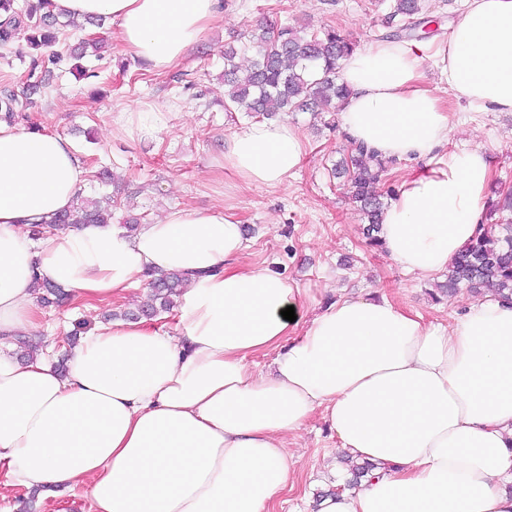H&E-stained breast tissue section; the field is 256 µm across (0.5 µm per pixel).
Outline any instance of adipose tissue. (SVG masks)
<instances>
[{
	"label": "adipose tissue",
	"instance_id": "obj_1",
	"mask_svg": "<svg viewBox=\"0 0 512 512\" xmlns=\"http://www.w3.org/2000/svg\"><path fill=\"white\" fill-rule=\"evenodd\" d=\"M54 14L117 25L126 55L179 65L223 17L219 0H52ZM427 41L379 40L340 61L348 140L382 160H424L402 180L379 236L403 271H447L477 234L493 178L481 148L447 150L446 97L512 112V0H461ZM438 81L428 84L426 69ZM306 155L301 132L261 120L235 131L224 168L276 187ZM62 136L0 123V340L39 326L35 274L87 307L146 274L188 286L173 328L113 321L71 347L0 354V476L45 493L90 483L93 512H273L291 478L288 438L322 413L340 449L372 463L360 490L317 512H512V303L490 293L451 325L386 297L344 295L283 319L298 291L260 265L229 208L172 209L128 234L116 224L47 233L85 180ZM273 353L270 370L249 357Z\"/></svg>",
	"mask_w": 512,
	"mask_h": 512
}]
</instances>
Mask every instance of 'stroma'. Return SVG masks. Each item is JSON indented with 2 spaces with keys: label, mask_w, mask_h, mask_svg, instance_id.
Returning <instances> with one entry per match:
<instances>
[{
  "label": "stroma",
  "mask_w": 512,
  "mask_h": 512,
  "mask_svg": "<svg viewBox=\"0 0 512 512\" xmlns=\"http://www.w3.org/2000/svg\"><path fill=\"white\" fill-rule=\"evenodd\" d=\"M391 5L392 0H224L223 22L181 64L162 73L124 54L112 23L66 26L61 42L100 39V56L71 60L55 71L36 105L19 113L15 124L71 141L88 172L81 196L117 195L113 223L132 217L142 224L153 222L176 208L232 207L250 241L246 262L268 267L299 289L307 316H315L339 295L376 293L418 312L426 322L446 325L463 313L473 294L463 288L440 296L434 279L404 273L383 248L370 245L346 188L330 175L350 146L339 113L319 118L288 113V123L306 139L307 154L282 186L247 187L224 169L225 141L251 121L246 113L224 109L225 43L266 18L308 33L333 29L361 48L397 29ZM133 107L161 112V130L150 138L132 132L126 111ZM448 113L454 126L449 149L480 147L492 158L494 175L482 204V224L512 221V212L497 208L501 194L512 192V112H478L452 99ZM104 167L120 177L122 193L95 178V171ZM149 295L144 282L107 307L66 300L41 308L40 327L32 337L65 344L74 320L92 328L105 311L122 314L146 303ZM289 443L295 473L276 512H305L307 501L333 488L329 466L338 457V441L317 413ZM0 512H91L89 489L81 486L31 502L20 488L0 487Z\"/></svg>",
  "instance_id": "1"
}]
</instances>
